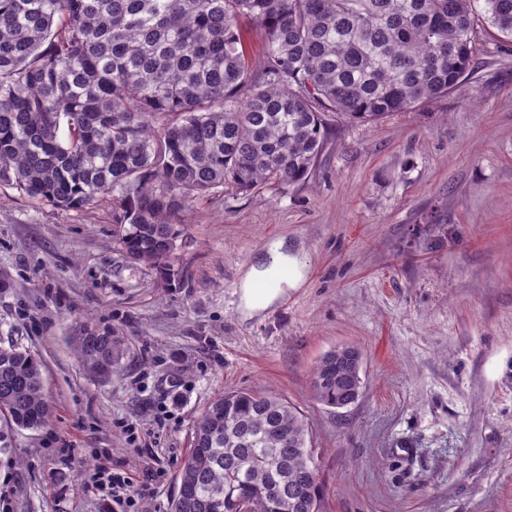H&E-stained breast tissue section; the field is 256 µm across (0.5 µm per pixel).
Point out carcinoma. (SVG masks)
<instances>
[{
	"mask_svg": "<svg viewBox=\"0 0 512 512\" xmlns=\"http://www.w3.org/2000/svg\"><path fill=\"white\" fill-rule=\"evenodd\" d=\"M512 38V0H483ZM475 0H0V182L60 210L112 200L132 263L170 277L194 199L285 188L321 153L324 111L374 121L448 93L474 53ZM264 35L246 52L239 20ZM110 373V332L78 338ZM325 353L315 401L362 388ZM0 417L48 425L39 360L0 346ZM302 414L269 392L229 391L196 422L173 512H323Z\"/></svg>",
	"mask_w": 512,
	"mask_h": 512,
	"instance_id": "carcinoma-1",
	"label": "carcinoma"
}]
</instances>
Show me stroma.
I'll return each instance as SVG.
<instances>
[{
  "mask_svg": "<svg viewBox=\"0 0 512 512\" xmlns=\"http://www.w3.org/2000/svg\"><path fill=\"white\" fill-rule=\"evenodd\" d=\"M307 178L195 203L172 279L130 263L103 200L59 211L0 183V345L42 365L49 425L0 436V512H171L195 421L217 396L281 395L309 424L325 512H512V42L484 19L464 80L375 122L326 113ZM301 279L242 299L275 245ZM112 332L117 371L72 339ZM362 354L356 403L311 373ZM141 481L135 507L75 481Z\"/></svg>",
  "mask_w": 512,
  "mask_h": 512,
  "instance_id": "obj_1",
  "label": "stroma"
}]
</instances>
